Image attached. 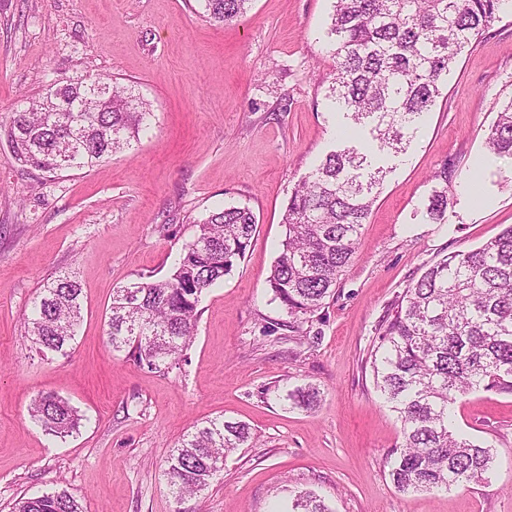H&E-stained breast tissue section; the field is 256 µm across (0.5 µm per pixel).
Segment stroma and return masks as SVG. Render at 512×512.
Listing matches in <instances>:
<instances>
[{
	"instance_id": "1",
	"label": "stroma",
	"mask_w": 512,
	"mask_h": 512,
	"mask_svg": "<svg viewBox=\"0 0 512 512\" xmlns=\"http://www.w3.org/2000/svg\"><path fill=\"white\" fill-rule=\"evenodd\" d=\"M332 0H252L224 24L198 0H0V128L60 79L99 73L148 100V129L93 168L49 178L0 138V512L60 488L84 512H270L310 491L332 512H512V393L477 390L455 426L491 446L487 481L402 493L389 477L401 424L371 367L378 328L431 263L477 248L512 225V160L484 140L512 101V17L459 56L385 177L356 257L333 297L288 326L268 277L295 185L344 148L327 36ZM448 171V210L430 223V177ZM250 208L244 260L201 298L195 336L157 372L113 350L114 288L170 273L196 222ZM82 288V322L66 356L42 352L25 317L47 282ZM319 391L314 408L289 390ZM53 394L82 417L66 437L30 416ZM250 425L208 488L176 503L167 458L215 417Z\"/></svg>"
}]
</instances>
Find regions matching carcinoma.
Wrapping results in <instances>:
<instances>
[{"label":"carcinoma","instance_id":"1","mask_svg":"<svg viewBox=\"0 0 512 512\" xmlns=\"http://www.w3.org/2000/svg\"><path fill=\"white\" fill-rule=\"evenodd\" d=\"M224 23L243 16L251 0H202ZM509 10L508 0H333L328 36L336 77L335 108L354 126L374 123L373 149L399 153L433 107L458 55ZM149 104L98 74L53 83L5 131L15 159L47 174L90 168L139 138ZM486 148L512 159V101L485 137ZM383 169L354 148L332 151L294 188L283 223L285 239L268 286L293 321L312 317L331 296L357 252L358 231L376 201ZM424 214L448 209V168L435 172ZM256 218L247 207L215 209L198 221L169 275L113 289L108 320L112 348L128 350L151 370L169 368L194 336L202 296L245 257ZM81 288L68 278L47 284L27 318L34 343L66 353L81 318ZM372 355L377 390L401 422L403 443L390 461L398 491L431 492L485 481L491 449L453 424L457 400L473 390L512 393V226L486 245L426 267L399 297L378 331ZM319 391L298 387L293 404L313 408ZM31 417L65 437L80 415L67 401L38 396ZM251 427L214 418L182 439L166 476L175 500L197 494L224 469V458L249 446ZM14 512H83L68 491L20 499ZM289 512H332L299 492Z\"/></svg>","mask_w":512,"mask_h":512}]
</instances>
